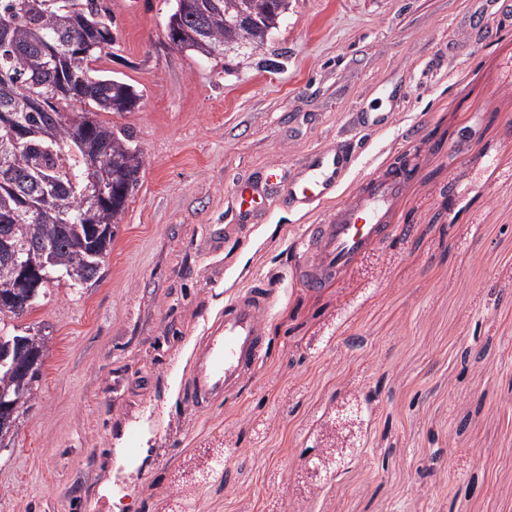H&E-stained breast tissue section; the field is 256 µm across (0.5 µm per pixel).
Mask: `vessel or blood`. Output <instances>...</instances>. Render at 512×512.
Segmentation results:
<instances>
[{
	"label": "vessel or blood",
	"instance_id": "b4317fda",
	"mask_svg": "<svg viewBox=\"0 0 512 512\" xmlns=\"http://www.w3.org/2000/svg\"><path fill=\"white\" fill-rule=\"evenodd\" d=\"M512 26V0H483L478 12L481 38L494 37ZM354 122L360 131L380 132L391 126L389 112H358ZM357 159L348 141L311 152L293 173L271 167L260 180L239 182L232 229L245 235L257 223L265 200L312 212L330 200L349 176ZM410 178L406 167H389L361 182L349 198L319 224L307 225L301 239L304 259L295 275L306 287L318 289L344 273L374 242L389 237L388 222L394 203ZM275 300V286L260 282L224 305V315L206 330L184 382L183 398L196 411L208 410L218 399L232 395L252 375L254 365L267 348L266 322Z\"/></svg>",
	"mask_w": 512,
	"mask_h": 512
}]
</instances>
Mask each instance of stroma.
I'll return each mask as SVG.
<instances>
[{"instance_id":"35a3bbf8","label":"stroma","mask_w":512,"mask_h":512,"mask_svg":"<svg viewBox=\"0 0 512 512\" xmlns=\"http://www.w3.org/2000/svg\"><path fill=\"white\" fill-rule=\"evenodd\" d=\"M173 4L136 0L98 64L141 93L100 118L144 167L100 283L18 321L51 348L0 512H512V30L474 39L471 0H290L263 48L205 57L170 43ZM363 107L395 124L343 193L411 171L387 240L315 291L290 249L334 202L225 241L237 179L354 137ZM268 276L254 376L194 412L206 326Z\"/></svg>"}]
</instances>
